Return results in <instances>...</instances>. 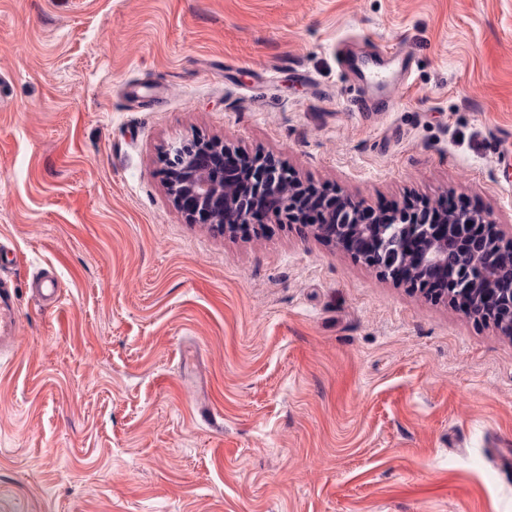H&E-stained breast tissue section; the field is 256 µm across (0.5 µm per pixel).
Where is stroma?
Returning <instances> with one entry per match:
<instances>
[{
  "label": "stroma",
  "mask_w": 512,
  "mask_h": 512,
  "mask_svg": "<svg viewBox=\"0 0 512 512\" xmlns=\"http://www.w3.org/2000/svg\"><path fill=\"white\" fill-rule=\"evenodd\" d=\"M196 137L512 228V0H0V512H512V337L299 225L189 223ZM17 297L15 288L0 282V350H10L14 346L17 329Z\"/></svg>",
  "instance_id": "35a3bbf8"
}]
</instances>
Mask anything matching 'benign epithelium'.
<instances>
[{
	"mask_svg": "<svg viewBox=\"0 0 512 512\" xmlns=\"http://www.w3.org/2000/svg\"><path fill=\"white\" fill-rule=\"evenodd\" d=\"M165 183L174 203L196 224L218 231L249 224L256 205L270 224H302L319 239L358 253L368 265L412 288L425 290L432 277L445 279L442 294L465 313L491 320L512 336V236L485 211H463L459 221L434 207L404 202L386 220L368 221L369 208L341 193L328 195L301 182L289 167L262 154L246 157L239 177L224 175V144L196 138L170 146L163 157ZM458 254L448 263V253ZM498 300L490 309L484 302Z\"/></svg>",
	"mask_w": 512,
	"mask_h": 512,
	"instance_id": "benign-epithelium-1",
	"label": "benign epithelium"
}]
</instances>
